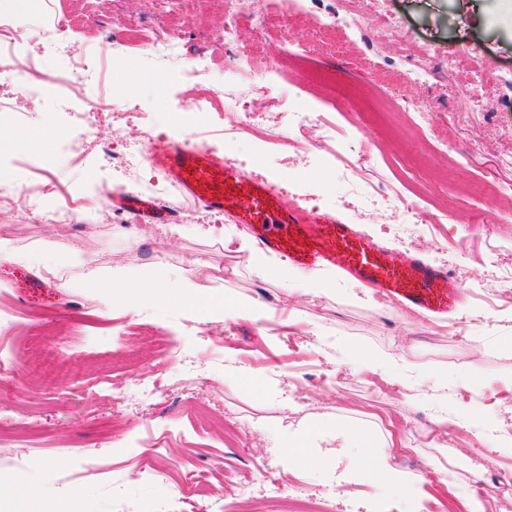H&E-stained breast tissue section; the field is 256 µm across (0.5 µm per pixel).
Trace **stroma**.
I'll return each instance as SVG.
<instances>
[{
  "label": "stroma",
  "mask_w": 512,
  "mask_h": 512,
  "mask_svg": "<svg viewBox=\"0 0 512 512\" xmlns=\"http://www.w3.org/2000/svg\"><path fill=\"white\" fill-rule=\"evenodd\" d=\"M337 0H307L288 24L261 31L243 25L242 39L266 61L271 81L255 100L257 131L224 139V108L238 101L245 59L213 41L224 26V0H184L171 15L185 54L199 74L172 71L144 81L148 51L128 57L115 32L153 25L160 0H36L21 8L0 0V12L28 19L25 34L37 40L39 23L68 16L71 51L91 58L95 80L78 90L53 83L67 61L42 60L46 89H9L11 112H0V172H22L34 183L60 182L71 195L133 192L155 186L154 197L178 212L175 225L103 212L88 224H23L12 209H0V240L13 256L0 258V324L14 327L0 344L17 352L9 380L0 385V409L32 423L34 433L0 438V512H24L22 491L38 504L73 503L91 512L120 482L124 495L144 507L166 499L169 481L143 483L139 468L161 435L167 459L198 467L208 492L200 512H279L262 479L240 490L243 473L285 470L288 436L304 429L310 451L322 462L301 469L287 494L330 497L334 512H431L429 500L410 487L380 486L364 449L345 448L336 425L348 423L374 439L393 440L401 452L395 466L413 474L426 470L446 477L459 497L493 499L487 460L495 439L512 436V409L494 396L512 392V282L499 278L512 269V223L491 222L494 200L470 187L512 180L499 163L512 153V10L500 0H385L397 19L390 31L366 21L351 30L322 31L318 20ZM303 47L288 55V43ZM455 58L458 71L443 81L409 83L408 72ZM485 74L476 87L474 68ZM219 101L206 118L192 110L198 87ZM484 97L482 116L464 114L475 94ZM119 106L113 123L98 129L115 151L143 149L172 140L207 146L244 174L267 180L281 199L296 198L307 212L354 225L374 243L402 253L417 251L448 269L465 293L461 308L439 319L422 317L358 281L325 269L329 293H298L282 304L285 283L260 280L237 239L245 226L234 216L182 198L153 165L136 174L107 165L86 151L81 129L67 109L81 99ZM336 126L333 142L296 151L274 143L282 132L280 108H325ZM364 136L370 159L341 180L340 146ZM465 154L449 166V151ZM398 194L423 212L449 206L444 224H392L388 197ZM163 262L169 272L195 268L196 282L215 304L210 315L161 302L121 309L120 285H107L112 268L131 273ZM259 304L262 320H222L225 300ZM227 334L216 341L215 325ZM311 347L310 358L296 352ZM406 356L405 378L389 384L383 375L351 366L353 350ZM203 375V385L186 395L179 380L184 362ZM448 379L443 391L423 384L426 371ZM160 376L157 395L143 401L113 398L106 377L128 392L141 380ZM222 405L241 424L238 447L224 444L223 427L188 408V400ZM469 414L462 436L446 445L432 442L438 420ZM92 457L80 463L78 453ZM38 459L40 472L13 477L14 465Z\"/></svg>",
  "instance_id": "stroma-1"
}]
</instances>
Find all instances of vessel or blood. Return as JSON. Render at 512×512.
I'll return each mask as SVG.
<instances>
[{
    "label": "vessel or blood",
    "instance_id": "obj_1",
    "mask_svg": "<svg viewBox=\"0 0 512 512\" xmlns=\"http://www.w3.org/2000/svg\"><path fill=\"white\" fill-rule=\"evenodd\" d=\"M150 159L183 196L207 208L234 213L263 248L295 264L344 270L428 316L456 298L459 287L448 270L419 256L384 249L351 225L288 206L269 182L243 175L232 162L204 146L186 141L158 145ZM112 203L135 218L148 214L158 224L173 220L164 205L136 193L116 195Z\"/></svg>",
    "mask_w": 512,
    "mask_h": 512
}]
</instances>
